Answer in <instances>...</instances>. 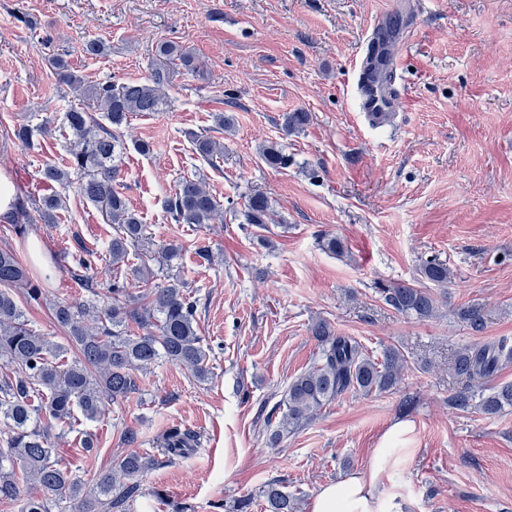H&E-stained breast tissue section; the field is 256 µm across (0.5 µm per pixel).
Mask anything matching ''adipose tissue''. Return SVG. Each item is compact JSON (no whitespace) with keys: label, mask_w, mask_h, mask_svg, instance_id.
Listing matches in <instances>:
<instances>
[{"label":"adipose tissue","mask_w":512,"mask_h":512,"mask_svg":"<svg viewBox=\"0 0 512 512\" xmlns=\"http://www.w3.org/2000/svg\"><path fill=\"white\" fill-rule=\"evenodd\" d=\"M399 464L390 449H375L369 470L353 472L321 487L312 501L311 512H397L399 495L386 492L385 481L390 470Z\"/></svg>","instance_id":"ef3b65f1"}]
</instances>
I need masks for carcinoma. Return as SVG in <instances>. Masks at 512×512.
<instances>
[{"label": "carcinoma", "mask_w": 512, "mask_h": 512, "mask_svg": "<svg viewBox=\"0 0 512 512\" xmlns=\"http://www.w3.org/2000/svg\"><path fill=\"white\" fill-rule=\"evenodd\" d=\"M160 56L177 60L188 71L198 67L194 54L170 42L157 46ZM57 80L74 89L82 104L65 113L69 161L64 166L46 164L38 170L40 182L48 186L41 196L19 197L18 217L13 232L23 237L33 223L32 213L48 222L63 207V198L54 185L70 183L71 175L81 177L80 192L89 201L107 209L117 225L106 253L81 250L79 267L89 270L104 259L117 265L128 256L130 246L143 236V225L122 192L112 186L119 169L112 164L120 140L119 129L130 116L158 112L166 98L164 88L169 71L159 66L143 82L88 84L61 56L49 60ZM310 113L287 112L285 133L302 129ZM195 150L206 162L224 154V146L205 136H195ZM261 156L271 167H282L288 157L276 145L262 149ZM221 210L220 201L199 178L185 177L168 198L165 211L176 224H209ZM270 204L262 194L248 198L247 223L268 228ZM421 279L437 288L448 287V267L431 259L419 269ZM81 301L57 299L51 303L54 322L66 333V344L34 329L28 323L17 297L33 301L43 298V289L30 277L26 265L12 248H0V358L11 373L0 380V506L18 512H54L68 504V512H131L142 497V480L153 469L191 455L196 436L189 431L170 429L158 454L141 453L133 446L139 433L130 428L124 441L132 447L115 468L101 471L87 480L74 475L55 458L50 431L57 425L72 426L75 413L87 420L100 417L105 404L127 399L140 390L137 373L146 372L161 359L176 364L199 381L211 376L209 347L204 345L196 318L197 301L177 284L157 287L145 295L115 281L102 299L93 286ZM386 304L397 312L430 318L436 315V299L423 288L397 284L381 289ZM460 316L472 330L484 328L479 306H469ZM143 333L132 335L129 324ZM319 354L310 368L288 383L282 399L267 414L269 441L312 420L326 405L348 392L368 395L389 392L398 386L405 368L402 353L386 348L373 357L350 336L335 332L331 324L318 320L311 327ZM77 359L65 360L68 347ZM512 362V349L501 344H485L458 353L454 371L465 385L449 398L460 411L477 409L494 416L512 407V383L490 385L494 374ZM278 422H272L274 414ZM268 512H298L295 497L285 491L284 480L272 479L264 490Z\"/></svg>", "instance_id": "1"}]
</instances>
